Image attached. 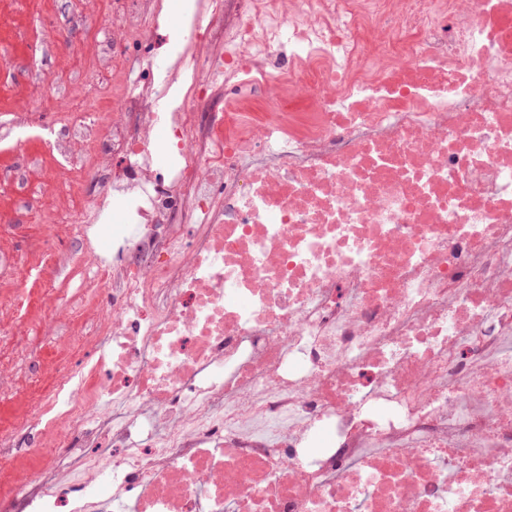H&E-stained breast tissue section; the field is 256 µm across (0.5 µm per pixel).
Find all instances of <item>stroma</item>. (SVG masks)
Returning <instances> with one entry per match:
<instances>
[{
	"label": "stroma",
	"instance_id": "1",
	"mask_svg": "<svg viewBox=\"0 0 512 512\" xmlns=\"http://www.w3.org/2000/svg\"><path fill=\"white\" fill-rule=\"evenodd\" d=\"M187 0H165L158 29L142 44L112 43L113 0L88 14L84 0H0V125L26 117L55 130L56 145L35 140L11 149L0 140V297L30 292L14 303V332L0 335V367L11 381L0 388V417L10 418L79 362L72 342L98 333L91 297L105 284L87 257L81 216L100 199L102 184L90 181L83 197L68 198V172L88 166L79 154L61 158L59 146L93 139L112 146L108 113L91 123L90 98L111 91L112 58L167 56L183 46Z\"/></svg>",
	"mask_w": 512,
	"mask_h": 512
}]
</instances>
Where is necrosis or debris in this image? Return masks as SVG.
<instances>
[{
  "instance_id": "1",
  "label": "necrosis or debris",
  "mask_w": 512,
  "mask_h": 512,
  "mask_svg": "<svg viewBox=\"0 0 512 512\" xmlns=\"http://www.w3.org/2000/svg\"><path fill=\"white\" fill-rule=\"evenodd\" d=\"M113 41L146 40L123 0ZM116 56L100 351L0 512H512V0H197ZM241 89L212 107L216 85ZM176 153L160 166L158 129Z\"/></svg>"
}]
</instances>
